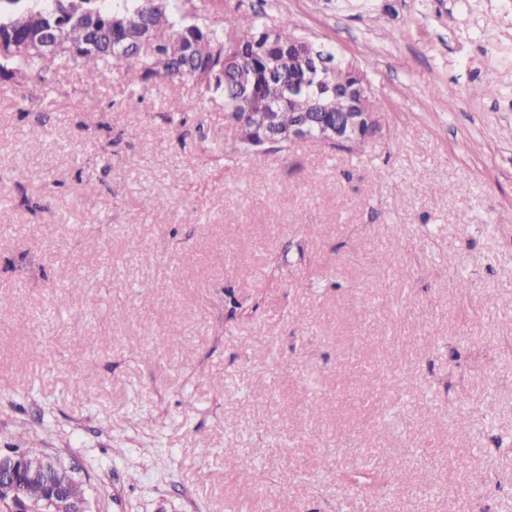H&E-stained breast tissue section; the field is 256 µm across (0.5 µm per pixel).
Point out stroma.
<instances>
[{"label": "stroma", "mask_w": 512, "mask_h": 512, "mask_svg": "<svg viewBox=\"0 0 512 512\" xmlns=\"http://www.w3.org/2000/svg\"><path fill=\"white\" fill-rule=\"evenodd\" d=\"M193 3L292 18L382 130L249 154L190 81L7 87L0 453L91 512H512V0Z\"/></svg>", "instance_id": "35a3bbf8"}]
</instances>
